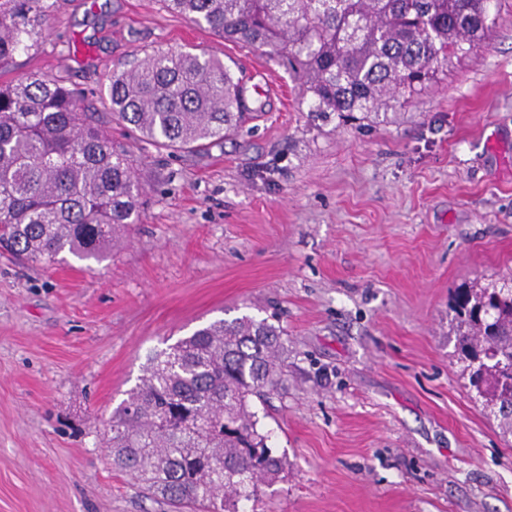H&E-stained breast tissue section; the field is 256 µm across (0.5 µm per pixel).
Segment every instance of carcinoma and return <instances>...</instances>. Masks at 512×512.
Wrapping results in <instances>:
<instances>
[{
	"mask_svg": "<svg viewBox=\"0 0 512 512\" xmlns=\"http://www.w3.org/2000/svg\"><path fill=\"white\" fill-rule=\"evenodd\" d=\"M223 39L288 58L313 120L374 127L476 50L494 0H164ZM52 4L0 0V69L38 34ZM130 135L171 153L200 151L251 117L224 63L154 51L106 86ZM141 207L128 156L60 76L0 83V251L52 267L103 260ZM453 328L470 385L512 432V274L458 289ZM286 331L266 318L214 321L149 355L104 424L112 464L177 509L225 512L251 500L283 460L249 399L285 381Z\"/></svg>",
	"mask_w": 512,
	"mask_h": 512,
	"instance_id": "cac0c4a2",
	"label": "carcinoma"
}]
</instances>
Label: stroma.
I'll return each instance as SVG.
<instances>
[{"label": "stroma", "mask_w": 512, "mask_h": 512, "mask_svg": "<svg viewBox=\"0 0 512 512\" xmlns=\"http://www.w3.org/2000/svg\"><path fill=\"white\" fill-rule=\"evenodd\" d=\"M480 48L369 130L316 126L282 61L163 0H53L0 72L62 76L144 205L111 258H0V512H167L101 448L149 352L277 315L287 381L251 399L277 478L239 512H512V434L471 390L458 288L512 274V0ZM191 50L257 117L173 156L113 120L112 71Z\"/></svg>", "instance_id": "1"}]
</instances>
